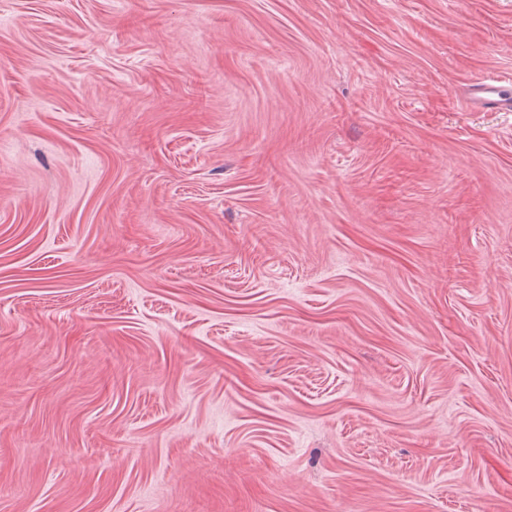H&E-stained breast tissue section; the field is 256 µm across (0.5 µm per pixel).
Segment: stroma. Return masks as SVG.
Wrapping results in <instances>:
<instances>
[{
	"instance_id": "stroma-1",
	"label": "stroma",
	"mask_w": 512,
	"mask_h": 512,
	"mask_svg": "<svg viewBox=\"0 0 512 512\" xmlns=\"http://www.w3.org/2000/svg\"><path fill=\"white\" fill-rule=\"evenodd\" d=\"M512 0H0V512H512ZM470 101L479 102L486 107L493 108H498L502 102L498 87L488 83L487 80H480L473 85Z\"/></svg>"
}]
</instances>
